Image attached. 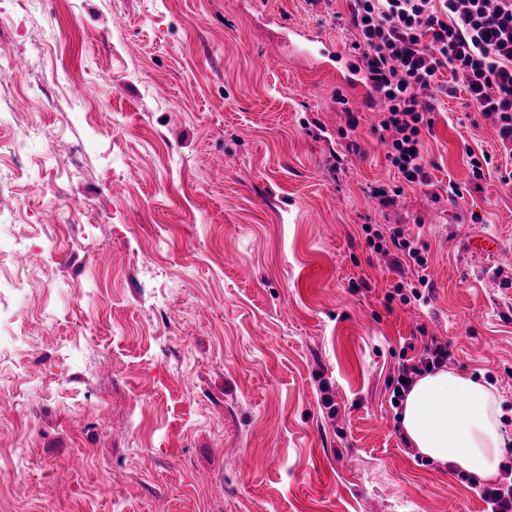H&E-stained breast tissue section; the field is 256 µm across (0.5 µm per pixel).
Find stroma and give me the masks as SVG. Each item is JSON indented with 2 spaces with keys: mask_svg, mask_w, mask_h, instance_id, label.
<instances>
[{
  "mask_svg": "<svg viewBox=\"0 0 512 512\" xmlns=\"http://www.w3.org/2000/svg\"><path fill=\"white\" fill-rule=\"evenodd\" d=\"M350 6L0 0L21 67L0 76V216L47 251H0L29 282L0 289V512H485L482 479L410 448L390 382L448 343L512 436V157L440 97L432 187L380 205L403 179L378 113L348 149L356 97L288 44L299 26L346 50ZM33 123L76 178L21 148ZM368 226L425 250L427 303L395 297L421 272ZM484 234L497 255L468 249Z\"/></svg>",
  "mask_w": 512,
  "mask_h": 512,
  "instance_id": "stroma-1",
  "label": "stroma"
}]
</instances>
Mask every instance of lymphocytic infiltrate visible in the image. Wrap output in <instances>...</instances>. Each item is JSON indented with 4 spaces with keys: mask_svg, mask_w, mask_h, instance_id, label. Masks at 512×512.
<instances>
[{
    "mask_svg": "<svg viewBox=\"0 0 512 512\" xmlns=\"http://www.w3.org/2000/svg\"><path fill=\"white\" fill-rule=\"evenodd\" d=\"M348 25L365 80L388 105L378 124L386 157L407 183L431 184L423 134L434 124L429 91L444 69L468 108L495 118L512 157V0H352ZM448 357L447 344L435 340L416 363L402 365L393 402Z\"/></svg>",
    "mask_w": 512,
    "mask_h": 512,
    "instance_id": "1",
    "label": "lymphocytic infiltrate"
}]
</instances>
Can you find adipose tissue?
Returning <instances> with one entry per match:
<instances>
[{
  "label": "adipose tissue",
  "mask_w": 512,
  "mask_h": 512,
  "mask_svg": "<svg viewBox=\"0 0 512 512\" xmlns=\"http://www.w3.org/2000/svg\"><path fill=\"white\" fill-rule=\"evenodd\" d=\"M498 413L495 387L464 373L439 369L419 376L407 393L401 429L421 455L492 478L505 460L507 446Z\"/></svg>",
  "instance_id": "1"
}]
</instances>
